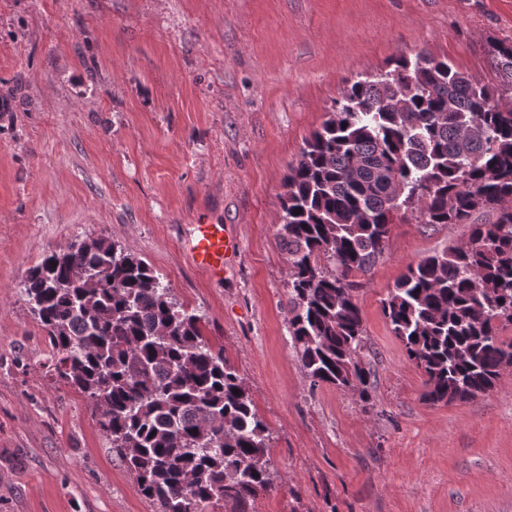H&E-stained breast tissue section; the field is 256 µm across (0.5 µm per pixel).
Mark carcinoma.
<instances>
[{"mask_svg":"<svg viewBox=\"0 0 512 512\" xmlns=\"http://www.w3.org/2000/svg\"><path fill=\"white\" fill-rule=\"evenodd\" d=\"M482 83L424 52L347 83L289 167L277 237L292 275L289 333L315 385L374 404L355 292L390 226L469 224L467 246L407 266L382 302L423 373L425 401L464 402L512 367V43L489 46ZM493 224H474L480 210ZM21 293L52 349L49 368L99 415L112 452L159 512H247L274 488L269 431L202 317L157 271L97 238L31 267ZM238 393H233V390Z\"/></svg>","mask_w":512,"mask_h":512,"instance_id":"carcinoma-1","label":"carcinoma"}]
</instances>
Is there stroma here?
<instances>
[{"mask_svg": "<svg viewBox=\"0 0 512 512\" xmlns=\"http://www.w3.org/2000/svg\"><path fill=\"white\" fill-rule=\"evenodd\" d=\"M512 0H0V512H156L85 397L52 379L20 285L46 251L106 238L148 261L238 369L270 433L249 512H512V370L427 404L382 313L408 264L466 224L396 223L356 292L375 406L312 385L277 239L289 166L347 81L419 51L487 83ZM229 226L222 283L186 225Z\"/></svg>", "mask_w": 512, "mask_h": 512, "instance_id": "1", "label": "stroma"}]
</instances>
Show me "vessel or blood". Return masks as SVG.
I'll return each instance as SVG.
<instances>
[{
  "mask_svg": "<svg viewBox=\"0 0 512 512\" xmlns=\"http://www.w3.org/2000/svg\"><path fill=\"white\" fill-rule=\"evenodd\" d=\"M240 248L236 237L220 224H193L189 227L187 250L193 264L211 279L221 280L227 261Z\"/></svg>",
  "mask_w": 512,
  "mask_h": 512,
  "instance_id": "b4317fda",
  "label": "vessel or blood"
}]
</instances>
